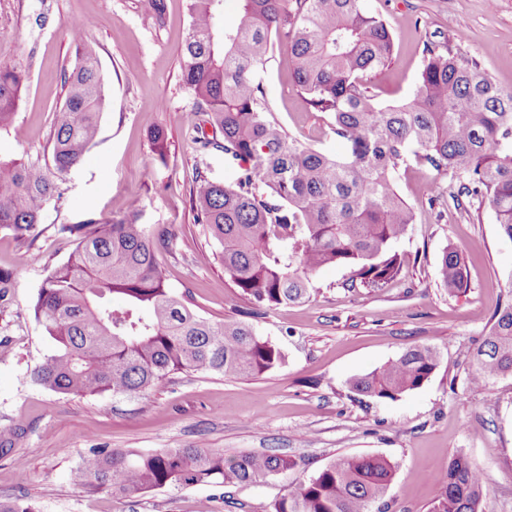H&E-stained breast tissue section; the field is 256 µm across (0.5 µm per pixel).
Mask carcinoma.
<instances>
[{
    "label": "carcinoma",
    "instance_id": "obj_1",
    "mask_svg": "<svg viewBox=\"0 0 512 512\" xmlns=\"http://www.w3.org/2000/svg\"><path fill=\"white\" fill-rule=\"evenodd\" d=\"M237 2V20L226 27L224 0H187L181 80L198 126L216 132L196 139L199 151L245 163L230 184L197 172L190 202L251 312L310 298L312 278L326 266L349 268L352 282L370 291L396 280L403 259L394 244L414 223L396 184L410 153L458 182L457 207L488 204L501 235L512 241V91L448 43H427L413 95L384 105L373 81L392 62L394 40L363 0ZM72 30L77 62L64 76L49 163L0 160V227L21 239L35 237L47 204L64 198L66 176L93 144L106 104L99 59L82 40L83 26L76 21ZM273 34L288 53L297 94L310 111L329 117L347 142L345 156L303 145L269 118L258 74ZM26 82L24 70L0 67V130L19 133L15 112ZM149 140L164 157V128L150 129ZM140 216L135 208L121 219L59 226L77 245L48 273L33 304L53 350L34 367L32 381L64 395L132 394L175 372L244 378L281 365L282 352L251 323L206 318L172 294L157 262L171 235L149 230ZM438 275L450 294L469 286L464 258L451 245ZM115 296L122 304L112 305ZM491 321L470 352L475 387L512 374V304ZM440 359L432 346L412 347L348 386L362 397L394 401L421 388ZM292 466L283 454L226 458L200 446L153 453L93 448L71 479L88 491L136 497L163 488L259 484ZM394 471L382 457L334 458L270 512H371ZM436 483L431 512H478L487 490L482 470L462 453Z\"/></svg>",
    "mask_w": 512,
    "mask_h": 512
}]
</instances>
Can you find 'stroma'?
I'll use <instances>...</instances> for the list:
<instances>
[{"instance_id": "35a3bbf8", "label": "stroma", "mask_w": 512, "mask_h": 512, "mask_svg": "<svg viewBox=\"0 0 512 512\" xmlns=\"http://www.w3.org/2000/svg\"><path fill=\"white\" fill-rule=\"evenodd\" d=\"M164 3L157 22L148 0H0V66L28 75L16 116L25 137L0 131L1 159H49L64 74L76 62L74 18L93 21L84 39L98 56L108 100L94 143L67 175L63 201L45 209L31 246L0 228V268L14 274L0 303V440L19 434L15 452L25 461L20 468L0 457V497L27 499L41 512H267L331 459L370 455L396 466L384 512H429L438 493L435 475L461 452L485 476L478 512H512V375L486 388L467 382L471 349L493 314L512 303V241L501 236L489 206L458 210L451 198L456 181L414 163L397 179L416 215L395 245L405 260L401 276L373 292L349 287L348 268L326 267L315 274L307 301L253 317L259 334L285 356L276 369L252 378L176 374L128 395L64 396L31 381V370L53 347L32 304L48 272L75 247L74 238L58 234L59 225L119 219L139 203L142 223L167 229L175 241L172 250L157 253L173 293L214 320L238 319L247 309L190 207L195 171L229 182L240 163L197 150V119L181 82L186 0ZM364 4L386 19L395 41L393 63L375 78L381 103L412 94L425 43L442 40L512 89V0ZM259 77L272 117L290 136L330 155L346 154L323 114L308 111L294 91L284 52L273 51ZM155 125L168 135L162 160L147 138ZM449 246L467 262L463 294H449L438 277ZM24 249L30 259L20 266L16 255ZM416 345L442 355L420 389L396 401L349 391L350 378ZM190 446L220 449L228 458L275 452L295 466L261 485L165 488L137 498L88 493L70 480L92 448L149 453Z\"/></svg>"}]
</instances>
